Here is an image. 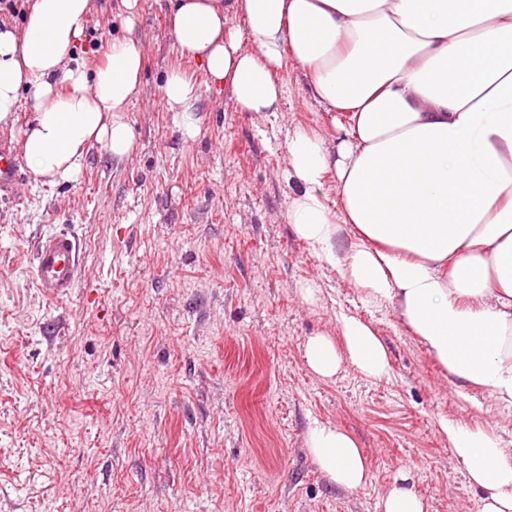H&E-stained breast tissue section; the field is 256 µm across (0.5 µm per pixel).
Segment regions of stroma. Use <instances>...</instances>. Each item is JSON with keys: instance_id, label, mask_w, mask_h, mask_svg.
I'll use <instances>...</instances> for the list:
<instances>
[{"instance_id": "obj_1", "label": "stroma", "mask_w": 512, "mask_h": 512, "mask_svg": "<svg viewBox=\"0 0 512 512\" xmlns=\"http://www.w3.org/2000/svg\"><path fill=\"white\" fill-rule=\"evenodd\" d=\"M167 0H141L144 90L128 115L135 153L93 149L77 180L0 197V512H379L408 472L427 512H481L440 419L512 440V408L461 389L403 323L298 240L284 176L295 128L337 136L293 66L268 118L200 88L201 131L182 137L162 102L173 66L195 70L167 31ZM117 0L95 9L73 57L87 67L123 35ZM78 244L70 295L43 297L28 269L39 239ZM321 290L306 303L304 283ZM370 323L390 370L331 380L303 359L339 314ZM337 424L371 480L330 483L306 439Z\"/></svg>"}]
</instances>
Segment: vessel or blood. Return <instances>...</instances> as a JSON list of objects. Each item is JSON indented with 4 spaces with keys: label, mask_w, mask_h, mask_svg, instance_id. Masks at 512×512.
<instances>
[{
    "label": "vessel or blood",
    "mask_w": 512,
    "mask_h": 512,
    "mask_svg": "<svg viewBox=\"0 0 512 512\" xmlns=\"http://www.w3.org/2000/svg\"><path fill=\"white\" fill-rule=\"evenodd\" d=\"M23 176L15 154L0 149V192L15 194ZM31 277L40 293L49 299L67 296L78 277L77 245L66 233L43 236L37 246Z\"/></svg>",
    "instance_id": "b4317fda"
}]
</instances>
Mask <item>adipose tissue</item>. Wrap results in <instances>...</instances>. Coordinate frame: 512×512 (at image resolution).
<instances>
[{"label":"adipose tissue","mask_w":512,"mask_h":512,"mask_svg":"<svg viewBox=\"0 0 512 512\" xmlns=\"http://www.w3.org/2000/svg\"><path fill=\"white\" fill-rule=\"evenodd\" d=\"M119 2L125 34L91 73L70 50L93 0H33L22 31L0 30V131L33 104L20 146L35 179H76L95 147L118 161L135 149L140 0ZM168 24L199 66L172 68L161 88L184 136L200 132L199 86L263 117L278 112L274 74L289 65L317 104L346 115L337 143L303 129L286 140L295 236L370 301L397 303L462 387L512 408V0H175ZM346 224L355 241L342 250ZM338 329L306 339L311 372L387 374L370 324L344 314ZM439 429L481 490V512H512V442L445 419ZM307 448L336 487L368 485L344 428L316 425Z\"/></svg>","instance_id":"1"}]
</instances>
